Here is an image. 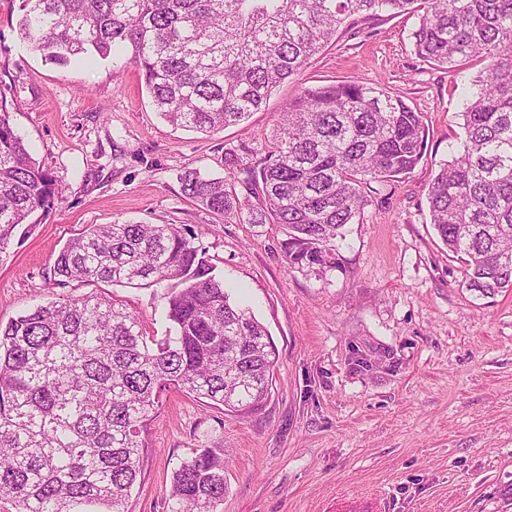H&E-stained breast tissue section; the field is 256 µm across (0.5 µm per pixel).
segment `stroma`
<instances>
[{"mask_svg": "<svg viewBox=\"0 0 512 512\" xmlns=\"http://www.w3.org/2000/svg\"><path fill=\"white\" fill-rule=\"evenodd\" d=\"M17 15L16 0H0V94L62 192L0 253V321L107 293L164 332L161 289L62 288L50 270L86 225L175 224L278 352L269 397L244 416L168 394L142 433L129 512H166L172 472L197 448L224 451L221 512H502L512 499V290L467 287L428 205L439 163L464 138L463 89L483 61H421L412 13L348 22L260 110L202 134L160 117L128 55L47 62L20 40ZM349 80L382 82L420 112L427 147L411 174L367 187L340 267L288 268L281 226L227 222L184 197L185 170L232 177L225 153L243 168L262 158L302 88Z\"/></svg>", "mask_w": 512, "mask_h": 512, "instance_id": "35a3bbf8", "label": "stroma"}]
</instances>
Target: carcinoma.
<instances>
[{"mask_svg":"<svg viewBox=\"0 0 512 512\" xmlns=\"http://www.w3.org/2000/svg\"><path fill=\"white\" fill-rule=\"evenodd\" d=\"M416 12L424 62L485 71L464 103L465 139L429 184L431 224L467 286L512 289V0H21L16 29L50 62L131 51L157 111L210 133L266 103L353 16ZM421 113L383 83L305 88L279 112L270 150L235 183L188 169L182 194L226 220L279 224L290 269L339 265L364 187L410 174L426 150ZM61 185L27 150L0 98V253ZM60 286L166 289L165 335L102 295L62 298L0 325V499L14 512H129L141 432L171 391L247 414L268 396L278 354L231 300L205 248L175 224H88L53 264ZM224 451L174 469L169 512H218Z\"/></svg>","mask_w":512,"mask_h":512,"instance_id":"obj_1","label":"carcinoma"}]
</instances>
